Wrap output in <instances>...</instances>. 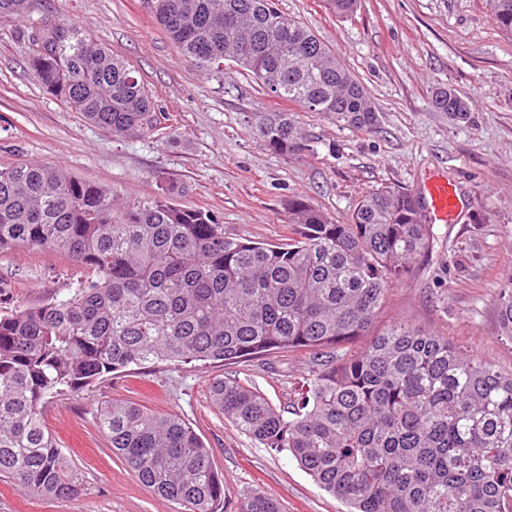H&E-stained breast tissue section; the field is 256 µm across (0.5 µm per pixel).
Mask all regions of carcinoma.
<instances>
[{"label": "carcinoma", "mask_w": 512, "mask_h": 512, "mask_svg": "<svg viewBox=\"0 0 512 512\" xmlns=\"http://www.w3.org/2000/svg\"><path fill=\"white\" fill-rule=\"evenodd\" d=\"M512 35V0H486ZM30 0H0V19ZM182 55L205 70L235 63L274 96L357 128L377 121L365 87L300 19L274 0H147ZM42 89L114 137L160 131L150 89L111 50L72 23L47 18L28 34ZM461 121L454 90L430 98ZM253 134L289 158L311 144L292 112H263ZM174 181L124 197L62 168H0V252L65 253L88 273L66 298L0 315V477L26 493L69 498L83 478L42 424L51 398L131 365L244 362L305 353L301 392L276 407L235 377L211 400L242 433L288 451L349 512H512V373L403 320L374 333L391 291L427 256L431 225L412 192L384 187L339 223L288 200V242L224 233L200 210L176 206ZM501 335L512 341V275L499 289ZM364 336L370 340L357 345ZM102 430L135 477L182 512H225L224 476L181 418L104 402ZM237 512H281L243 495Z\"/></svg>", "instance_id": "obj_1"}]
</instances>
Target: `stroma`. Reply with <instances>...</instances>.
<instances>
[{
	"label": "stroma",
	"instance_id": "35a3bbf8",
	"mask_svg": "<svg viewBox=\"0 0 512 512\" xmlns=\"http://www.w3.org/2000/svg\"><path fill=\"white\" fill-rule=\"evenodd\" d=\"M276 3L334 48L364 85L378 116L375 127L302 112L313 152L299 159L277 155L256 139L252 123L256 113L286 111L289 103L232 64L220 76L201 71L155 23L146 0H32L29 20L0 19V167L57 165L133 197L154 195L174 180L185 186L177 206L210 213L230 236L270 244L288 240L290 198L342 222L375 189L418 193L432 179H446L463 201L459 217L433 223L429 255L393 291L377 324L410 321L512 371V341L500 336L496 309L498 290L512 271V36L499 29L485 0H359L342 16L325 0ZM48 14L131 64L177 141L112 137L48 95L29 68L25 37L29 22ZM440 87L466 98V120L433 111L430 98ZM86 277L58 251L0 252V312L62 298ZM305 368L304 356L288 352L230 367L133 365L51 399L44 423L82 471L83 488L71 498L38 499L0 480V512H181L113 454L97 415L111 400L189 424L224 475L228 512L253 490L275 496L282 512H346L290 454L243 434L210 398L212 379L233 371L279 407Z\"/></svg>",
	"mask_w": 512,
	"mask_h": 512
}]
</instances>
